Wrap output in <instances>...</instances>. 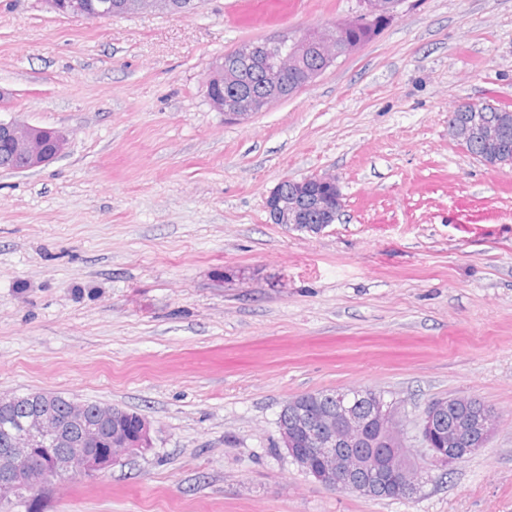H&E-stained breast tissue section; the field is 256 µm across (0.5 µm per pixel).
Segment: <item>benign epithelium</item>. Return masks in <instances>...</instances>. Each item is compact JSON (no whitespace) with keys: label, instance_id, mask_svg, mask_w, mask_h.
I'll list each match as a JSON object with an SVG mask.
<instances>
[{"label":"benign epithelium","instance_id":"7a95c632","mask_svg":"<svg viewBox=\"0 0 512 512\" xmlns=\"http://www.w3.org/2000/svg\"><path fill=\"white\" fill-rule=\"evenodd\" d=\"M48 5L61 15L89 20L111 13V8H97L88 0H48ZM360 22L358 17L293 37L284 35L240 44L224 66L209 70L206 87L224 89L207 96L211 107L232 120L250 119L266 102L278 97L288 72L299 73L300 89L317 77L318 72L300 67L301 53L311 49L319 59L331 63L355 50L358 43L348 33ZM260 53L267 57L265 91L256 94L238 89L237 65ZM487 106L486 102H461L448 114V129L462 147L479 143L485 162L494 167L500 162L512 130L505 119L490 124ZM48 136L57 140L58 152H63L67 142L64 132L0 119V144L9 146L8 159L24 170L54 160L44 150ZM265 208L274 224L318 233L336 220L341 193L336 181L326 176L285 179L266 198ZM23 398L30 404L26 416L0 429V508L5 512L26 494L61 479L75 468L98 473L126 462L150 437L151 425L142 417L130 437L125 423L115 418L109 408H101L96 418L89 419L83 406L75 403L62 417L54 400L42 392L24 396L0 393V408H10ZM283 411L288 413L290 423L280 431L282 443L302 471L331 488L395 500L416 496L429 481L432 468H446L487 447L498 426V415L471 397L458 395L430 401L418 423L421 453L427 461L421 466L409 458L400 405L370 389L341 391L329 409L316 396L291 398ZM106 433L111 436L114 451L107 460L99 461L92 446ZM378 434L388 448L366 451ZM66 441L87 452L73 458L52 454L34 466L36 449L54 448Z\"/></svg>","mask_w":512,"mask_h":512}]
</instances>
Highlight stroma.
Returning a JSON list of instances; mask_svg holds the SVG:
<instances>
[{"instance_id": "obj_1", "label": "stroma", "mask_w": 512, "mask_h": 512, "mask_svg": "<svg viewBox=\"0 0 512 512\" xmlns=\"http://www.w3.org/2000/svg\"><path fill=\"white\" fill-rule=\"evenodd\" d=\"M231 0L104 20L0 0V118L66 131L0 170V392L141 414L152 446L31 495L35 512H512V166L459 149L461 101L512 111V0H404L313 82L246 121L205 95L245 41L349 20L307 0L226 26ZM336 179L313 234L271 223L284 179ZM361 386L471 395L487 448L411 499L340 492L279 446L285 402Z\"/></svg>"}]
</instances>
